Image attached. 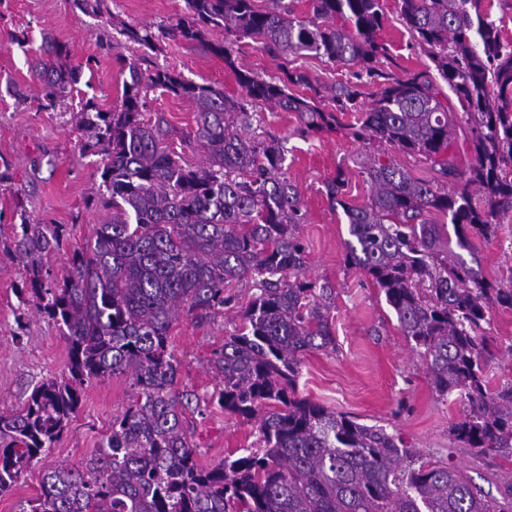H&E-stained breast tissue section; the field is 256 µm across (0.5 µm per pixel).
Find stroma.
I'll list each match as a JSON object with an SVG mask.
<instances>
[{"label": "stroma", "mask_w": 512, "mask_h": 512, "mask_svg": "<svg viewBox=\"0 0 512 512\" xmlns=\"http://www.w3.org/2000/svg\"><path fill=\"white\" fill-rule=\"evenodd\" d=\"M107 4L109 15L100 17L82 13L72 0H0V156L15 170L11 189L0 190V210L9 213L21 207L32 218L68 225L75 244L84 243L93 225L108 222L112 211L84 205L100 183L101 158L82 151L81 134L70 114L89 98L106 110L120 106L124 80L120 60L142 52L121 35L122 26L145 27L157 34L151 53L156 65L197 83L223 87L230 95L241 93L235 70L227 69L222 58L160 37L161 28L180 14L184 0H107ZM382 6L386 20L380 38L391 50L385 68L399 76L426 70L428 59L412 47L395 0H382ZM13 32L27 35V48L10 44ZM46 34L70 49L73 63L92 65L75 90L49 111L38 109L34 100L17 99L6 91L12 83L29 85L30 61ZM106 35L114 44L108 56L98 49L99 38ZM233 55L236 70L266 79L279 74L278 59L253 40H243ZM150 108L161 113L167 124L169 147L180 151L184 135L194 125L191 103L158 93ZM298 127L296 113L263 107L251 131L267 130L286 137L288 178L297 185L306 213L300 227L306 275L329 281L336 290L330 314L336 347L304 355L301 394L357 422L399 432L425 457L451 460L489 496L506 497L512 490V457L478 459L471 449L450 439L449 427L461 416L462 402L439 399L383 294L364 272L345 266L347 219L342 209L329 204L325 184L337 169H344L346 201L365 204L371 188L361 171L376 145L352 141L336 131L305 136ZM473 244L487 278L512 282V219L499 224L495 238H477ZM24 277L22 263L0 252V411L4 412L23 406L38 381L64 374L68 360L67 344L56 327L37 312L34 302L18 299ZM235 320L231 312L203 323L182 315L169 330L180 363L178 389L205 400L200 411L187 415L198 461L204 466L255 439L253 424L224 413L209 401L219 384L211 368L212 352L232 332ZM486 334L492 351L486 377L495 389L512 380V311L492 310ZM134 398L131 379L124 374L87 386L61 440L10 491L0 494V512H21L28 500L39 495L43 476L51 467L77 464L95 454L113 417L122 414Z\"/></svg>", "instance_id": "stroma-1"}]
</instances>
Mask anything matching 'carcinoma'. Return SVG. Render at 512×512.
<instances>
[{"label":"carcinoma","instance_id":"carcinoma-1","mask_svg":"<svg viewBox=\"0 0 512 512\" xmlns=\"http://www.w3.org/2000/svg\"><path fill=\"white\" fill-rule=\"evenodd\" d=\"M309 2L300 17L285 0L265 10L255 0H184L166 34L223 58L242 96L153 65L145 52L121 59L129 74L121 105L103 111L89 99L74 115L83 150L102 157L101 183L85 206L111 208L110 222L73 248L67 225L16 212L0 247L23 264L28 282L18 294L34 297L57 326L68 362L67 374L37 382L21 409L0 411V493L56 445L84 386L129 374L136 390L97 452L49 469L22 512H512L511 499L423 459L400 434L300 395L302 357L336 348L334 289L305 276L306 214L288 180L287 138L248 134L257 105L297 113L306 135L333 131L337 113L356 112L348 135L394 151L365 163L371 196L362 206L344 200V171L326 184L330 204L347 217L345 263L384 294L435 393L465 405L452 440L478 457L512 456V383L489 389L479 335L491 308L512 310V285L486 278L476 258L463 255L473 238L495 236L512 217V39L481 0H397L433 65L398 76L381 68L389 56L378 37L382 0ZM210 28L224 38L205 41ZM120 34L155 50L146 28L126 25ZM245 38L281 60V75L266 80L235 68L233 46ZM300 57L342 64L350 78L316 88L308 73L288 69V59ZM34 75L35 100L53 109L82 69L47 38ZM363 83L378 87L367 105ZM155 90L191 102L188 142L201 162L163 145V118L145 116ZM459 130L472 155L464 169L450 155ZM398 154L431 162L439 178H413ZM431 212L448 223H431ZM56 255L66 257L69 274L48 280L44 261ZM233 281H250L257 293L213 351L221 383L214 401L254 423L257 438L204 468L186 425L191 394L176 387L169 329L182 312L203 322L232 310Z\"/></svg>","mask_w":512,"mask_h":512}]
</instances>
